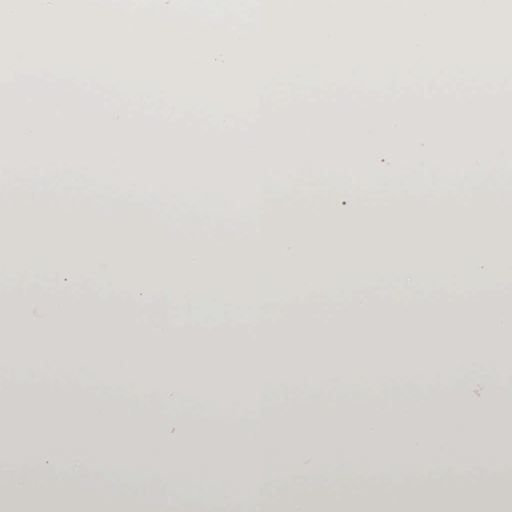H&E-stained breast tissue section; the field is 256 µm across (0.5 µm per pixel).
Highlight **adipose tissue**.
Instances as JSON below:
<instances>
[{
    "mask_svg": "<svg viewBox=\"0 0 512 512\" xmlns=\"http://www.w3.org/2000/svg\"><path fill=\"white\" fill-rule=\"evenodd\" d=\"M475 190L435 203L421 164ZM108 165L113 198L41 200L26 172ZM386 186L321 175L301 163L242 167L150 155L45 152L40 165L0 154V357L52 337L58 371L81 365L96 387L135 386L167 406L134 428L98 406L12 401L0 416L40 428L38 461L7 455L0 437V512H157L131 493L149 479L172 489V512H512V480L490 497L461 492L482 476L478 448L512 447L500 420L512 402L474 395L512 339V302L489 291L512 278L495 257L512 237V194L484 158L390 159ZM192 191L189 207L126 191L127 181ZM241 190L240 208L208 190ZM448 285V303L423 287ZM112 307L110 316L99 307ZM448 350L440 352L439 337ZM444 377L451 407L391 395L364 416L270 412L277 388L345 394L388 379L428 390ZM248 415L268 409L247 447L197 444L179 406ZM93 472L98 494L85 480Z\"/></svg>",
    "mask_w": 512,
    "mask_h": 512,
    "instance_id": "1",
    "label": "adipose tissue"
}]
</instances>
